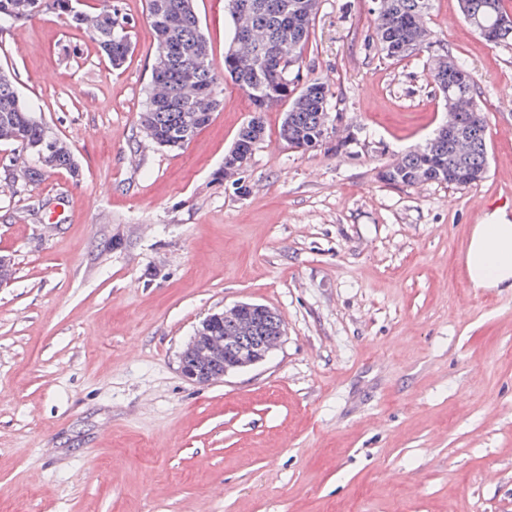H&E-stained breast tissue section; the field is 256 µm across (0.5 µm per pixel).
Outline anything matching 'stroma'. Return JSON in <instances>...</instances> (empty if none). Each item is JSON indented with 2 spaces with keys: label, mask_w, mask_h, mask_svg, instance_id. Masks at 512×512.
Returning a JSON list of instances; mask_svg holds the SVG:
<instances>
[{
  "label": "stroma",
  "mask_w": 512,
  "mask_h": 512,
  "mask_svg": "<svg viewBox=\"0 0 512 512\" xmlns=\"http://www.w3.org/2000/svg\"><path fill=\"white\" fill-rule=\"evenodd\" d=\"M109 1L131 25L118 69L65 16L0 25V69L79 168L0 143V512H512V291L473 288L464 262L489 207L512 212V45L434 0L432 47L388 60L377 0H321L303 70L356 141L289 148L270 108L232 184L249 99L224 81L187 146L147 140L155 35L145 0ZM195 5L223 74L227 4ZM446 52L477 83L488 174L384 184L446 117ZM240 303L279 315V347L184 378L200 322Z\"/></svg>",
  "instance_id": "35a3bbf8"
}]
</instances>
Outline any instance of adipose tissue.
Here are the masks:
<instances>
[{
    "label": "adipose tissue",
    "instance_id": "adipose-tissue-1",
    "mask_svg": "<svg viewBox=\"0 0 512 512\" xmlns=\"http://www.w3.org/2000/svg\"><path fill=\"white\" fill-rule=\"evenodd\" d=\"M465 262L474 287L512 289V215L496 211L475 225Z\"/></svg>",
    "mask_w": 512,
    "mask_h": 512
}]
</instances>
